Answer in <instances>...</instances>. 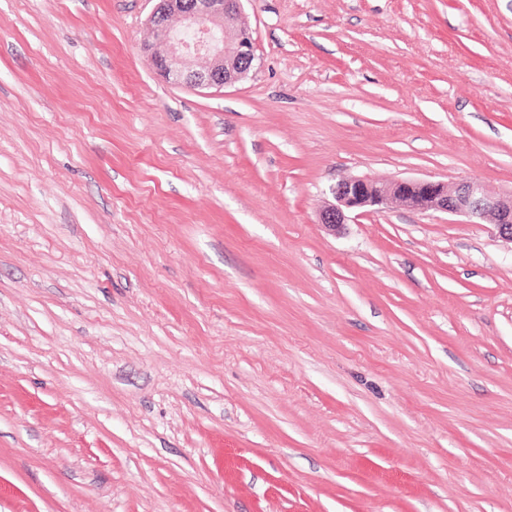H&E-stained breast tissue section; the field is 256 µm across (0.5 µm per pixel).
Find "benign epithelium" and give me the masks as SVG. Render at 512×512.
Listing matches in <instances>:
<instances>
[{
	"instance_id": "7a95c632",
	"label": "benign epithelium",
	"mask_w": 512,
	"mask_h": 512,
	"mask_svg": "<svg viewBox=\"0 0 512 512\" xmlns=\"http://www.w3.org/2000/svg\"><path fill=\"white\" fill-rule=\"evenodd\" d=\"M150 23L157 43L144 48L153 68L169 81L192 88H223L245 78L256 60L252 33L240 22L243 0H155ZM178 16L194 30L190 42L169 27ZM332 202L319 213V223L336 231L349 214L382 210L396 200L420 212H443L469 219L490 217L499 235L512 242V192L494 194L478 180L448 188L433 178L375 180L350 177L329 187Z\"/></svg>"
}]
</instances>
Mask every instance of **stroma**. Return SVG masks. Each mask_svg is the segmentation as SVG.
Segmentation results:
<instances>
[{"label": "stroma", "instance_id": "stroma-1", "mask_svg": "<svg viewBox=\"0 0 512 512\" xmlns=\"http://www.w3.org/2000/svg\"><path fill=\"white\" fill-rule=\"evenodd\" d=\"M0 0V512H512V243L346 177L512 191V0ZM150 23L156 45L144 52L153 68L174 84L223 88L245 78L256 60L252 33L240 22L243 0H155ZM178 16L193 29L192 42L181 41L169 27ZM233 31L230 39L224 31ZM202 59L203 62L198 63Z\"/></svg>", "mask_w": 512, "mask_h": 512}]
</instances>
